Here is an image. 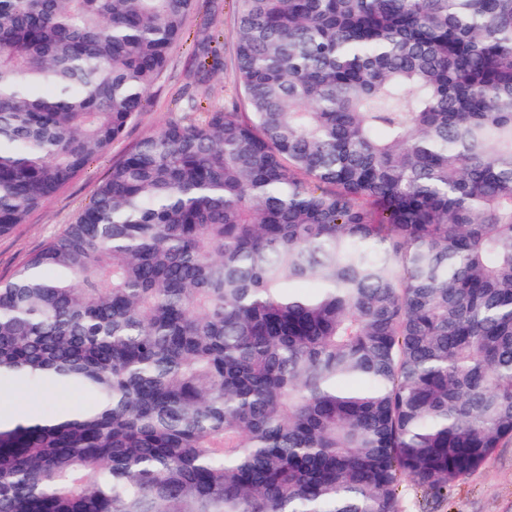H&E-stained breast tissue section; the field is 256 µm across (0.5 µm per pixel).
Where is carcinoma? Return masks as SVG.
Masks as SVG:
<instances>
[{"label":"carcinoma","mask_w":512,"mask_h":512,"mask_svg":"<svg viewBox=\"0 0 512 512\" xmlns=\"http://www.w3.org/2000/svg\"><path fill=\"white\" fill-rule=\"evenodd\" d=\"M192 4L0 0V235ZM234 36L244 111L141 139L0 280V385L36 394L0 512H397L512 442V0H237Z\"/></svg>","instance_id":"1"}]
</instances>
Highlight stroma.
I'll use <instances>...</instances> for the list:
<instances>
[{"instance_id": "obj_1", "label": "stroma", "mask_w": 512, "mask_h": 512, "mask_svg": "<svg viewBox=\"0 0 512 512\" xmlns=\"http://www.w3.org/2000/svg\"><path fill=\"white\" fill-rule=\"evenodd\" d=\"M235 22L236 0H195L189 31L170 51L163 73L148 93L144 112L66 188L33 211L25 223L0 236V279L11 277L30 254L74 223L113 163L139 139L183 116L189 96L205 88L209 94L200 100L205 111L234 110L239 87L233 61ZM211 34L218 38L219 70L206 73L197 68L196 40ZM398 512H512V444L497 449L449 499L433 505L425 504L422 490L413 482L404 481L399 488Z\"/></svg>"}]
</instances>
